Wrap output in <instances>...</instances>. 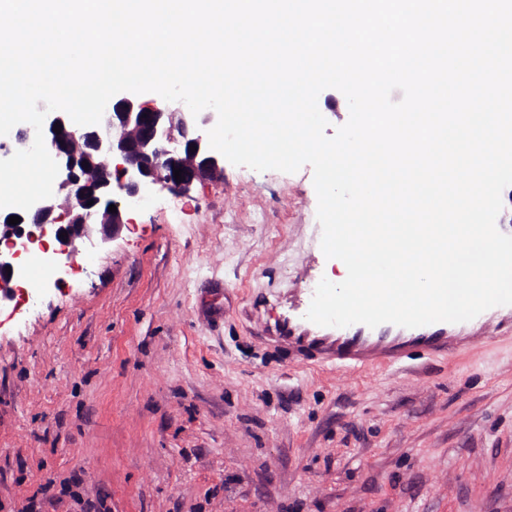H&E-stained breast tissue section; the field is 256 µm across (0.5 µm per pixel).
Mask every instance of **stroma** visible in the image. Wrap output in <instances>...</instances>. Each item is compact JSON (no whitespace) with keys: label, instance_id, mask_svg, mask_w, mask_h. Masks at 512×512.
I'll use <instances>...</instances> for the list:
<instances>
[{"label":"stroma","instance_id":"obj_1","mask_svg":"<svg viewBox=\"0 0 512 512\" xmlns=\"http://www.w3.org/2000/svg\"><path fill=\"white\" fill-rule=\"evenodd\" d=\"M130 216L0 305V512H512V339L364 371L257 339L327 275L310 165Z\"/></svg>","mask_w":512,"mask_h":512}]
</instances>
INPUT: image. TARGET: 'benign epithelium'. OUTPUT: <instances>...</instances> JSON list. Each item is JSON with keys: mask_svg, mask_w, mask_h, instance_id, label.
I'll list each match as a JSON object with an SVG mask.
<instances>
[{"mask_svg": "<svg viewBox=\"0 0 512 512\" xmlns=\"http://www.w3.org/2000/svg\"><path fill=\"white\" fill-rule=\"evenodd\" d=\"M217 122L213 110L198 116L121 95L104 111L100 124L76 125L62 111L45 119V145L59 165L56 190L49 199L24 211L0 209V302L11 301L21 280L20 258L36 245L60 274L68 273L76 243L95 247L115 238L130 223L133 200L151 188L174 194L189 192L197 181L224 176V157L209 147L208 128ZM61 125V133L54 125ZM35 132L21 129L10 144L0 141V160L31 147ZM196 151H191V148ZM181 169L176 179L173 169ZM114 205L117 212H109ZM12 216L21 222L11 225ZM67 236H61V233ZM11 272H6V268Z\"/></svg>", "mask_w": 512, "mask_h": 512, "instance_id": "obj_1", "label": "benign epithelium"}]
</instances>
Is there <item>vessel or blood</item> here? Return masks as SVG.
<instances>
[{"instance_id": "1", "label": "vessel or blood", "mask_w": 512, "mask_h": 512, "mask_svg": "<svg viewBox=\"0 0 512 512\" xmlns=\"http://www.w3.org/2000/svg\"><path fill=\"white\" fill-rule=\"evenodd\" d=\"M317 278H310L298 304L281 309L264 321L259 340L287 350L297 363L346 370L402 366L415 355L446 358L472 342L474 333L495 327L512 332V305L490 308L461 323L437 322L416 328L384 323L371 328L357 323L347 327L319 326L307 320Z\"/></svg>"}]
</instances>
